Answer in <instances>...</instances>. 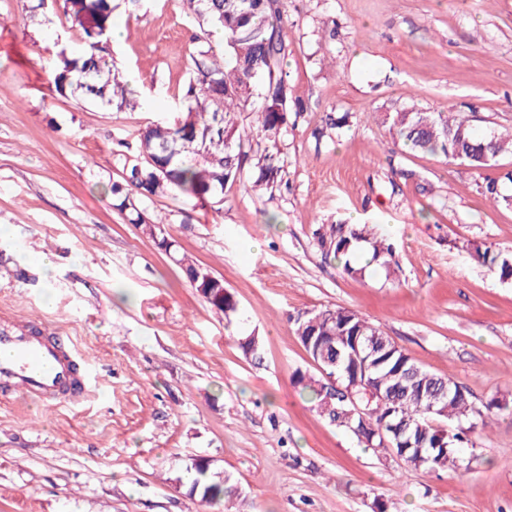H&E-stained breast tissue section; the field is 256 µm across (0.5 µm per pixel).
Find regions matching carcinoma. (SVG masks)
Returning a JSON list of instances; mask_svg holds the SVG:
<instances>
[{
  "mask_svg": "<svg viewBox=\"0 0 512 512\" xmlns=\"http://www.w3.org/2000/svg\"><path fill=\"white\" fill-rule=\"evenodd\" d=\"M182 5L200 29L193 37V69L183 97L184 111L139 134L136 158L125 160L122 180L111 186L112 206L131 224L152 225L159 249L166 245L163 222L149 219L133 200L171 195L210 203L218 211L224 204V186L241 180L247 169L251 189L278 187L281 169L275 158L252 155L247 147L255 139L280 137L288 125L281 0H182ZM64 9L80 31V48L64 45L56 53L51 69L55 90L107 109L135 107L133 90L121 80L107 51L112 0H64ZM84 16L92 17L94 24H84ZM213 29L222 31L224 38L220 55L204 40ZM249 109L257 119L244 134L238 115ZM385 122L409 150L460 161L478 174L492 167L496 157L512 151V132L480 135L463 112L410 109L385 114ZM478 188L490 202L512 206V192L502 191L499 179L484 176ZM314 236L324 257L352 277L365 275L373 265L391 274L393 244L373 226L322 225ZM466 249L500 281H512V253L474 243L466 244ZM171 255L204 301L231 320L238 304L224 279L189 260L175 246ZM291 320L314 362L355 392L375 380L379 396L363 402V414L352 417L350 402L339 396L327 400L325 377L298 372L294 383L339 428L366 421L378 431L400 435L406 442L404 463L410 469H468L460 449L477 447V431L488 426L490 414L507 409L497 398L479 407L467 390L465 397L458 396L455 391L461 385L424 369L380 327L353 310L325 307L299 312ZM190 471L189 491L201 502L227 508L241 500V489L230 475H219L203 460L194 462Z\"/></svg>",
  "mask_w": 512,
  "mask_h": 512,
  "instance_id": "cac0c4a2",
  "label": "carcinoma"
}]
</instances>
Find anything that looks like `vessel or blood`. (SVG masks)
<instances>
[{"instance_id":"obj_1","label":"vessel or blood","mask_w":512,"mask_h":512,"mask_svg":"<svg viewBox=\"0 0 512 512\" xmlns=\"http://www.w3.org/2000/svg\"><path fill=\"white\" fill-rule=\"evenodd\" d=\"M0 384L41 399L67 398L83 392L86 378L75 371L72 350L57 337L13 323L0 328Z\"/></svg>"}]
</instances>
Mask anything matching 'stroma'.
Instances as JSON below:
<instances>
[{"label": "stroma", "mask_w": 512, "mask_h": 512, "mask_svg": "<svg viewBox=\"0 0 512 512\" xmlns=\"http://www.w3.org/2000/svg\"><path fill=\"white\" fill-rule=\"evenodd\" d=\"M285 69L305 106L277 141L286 188L224 189L221 212L142 200L179 250L221 276L226 323L180 268L127 223L108 189L139 133L170 118L198 26L179 0H121L112 44L140 105L58 95L50 71L78 41L61 0L29 14L0 0V322L74 346L95 377L79 401L0 387V512H224L188 494L195 460L232 476L243 512H512V417H493L470 470H412L319 415L295 373L317 369L290 315L344 307L474 397L512 403V283L466 249L512 251V208L461 162L408 151L383 116L410 107L512 129V0H283ZM349 114L348 126L327 128ZM375 224L392 274L325 259L313 232ZM45 255L44 269L19 251ZM260 336L257 356L242 336Z\"/></svg>", "instance_id": "35a3bbf8"}]
</instances>
